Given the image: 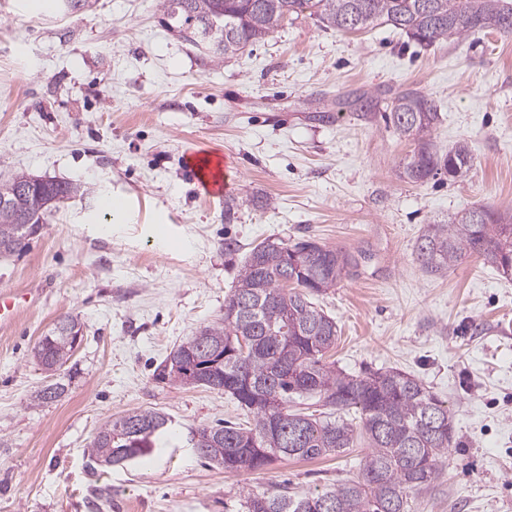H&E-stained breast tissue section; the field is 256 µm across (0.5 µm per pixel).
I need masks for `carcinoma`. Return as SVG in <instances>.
<instances>
[{"instance_id": "1", "label": "carcinoma", "mask_w": 512, "mask_h": 512, "mask_svg": "<svg viewBox=\"0 0 512 512\" xmlns=\"http://www.w3.org/2000/svg\"><path fill=\"white\" fill-rule=\"evenodd\" d=\"M189 41L213 46L230 58L263 41L292 16L308 12L326 30L361 31L390 25L430 46L460 38L474 29H500L512 15V0H161ZM391 122L415 148L403 167L409 183L439 175L463 176L471 155L458 144L438 151L431 132L440 120L436 103L416 88L389 95ZM32 176L0 182V256L22 251L42 229L46 213L80 192L66 181L45 180L30 190ZM477 255L504 276L512 270V210L479 206L426 225L415 257L430 275H441ZM355 258L308 236L291 244L265 240L255 245L224 302V318L200 328L156 367L157 380L203 386L234 397L253 419L203 427L191 442L200 457L234 474L264 469L279 458L313 460L353 447V421L320 419L290 409L296 400L316 398L329 411L359 414L370 451L358 481L338 484L304 497L243 495L244 512H409V491L435 481L454 437L446 402L415 376L398 369L351 375L327 361L336 346V321L315 302L349 273ZM78 322L66 318L34 347L46 371L71 358ZM61 383L39 390L34 402L54 401ZM172 421L150 409L107 420L88 449V467L118 466L166 437Z\"/></svg>"}]
</instances>
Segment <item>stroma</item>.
<instances>
[{"label": "stroma", "instance_id": "obj_1", "mask_svg": "<svg viewBox=\"0 0 512 512\" xmlns=\"http://www.w3.org/2000/svg\"><path fill=\"white\" fill-rule=\"evenodd\" d=\"M410 86L438 106L435 147L468 145L464 178L400 180L412 140L383 110L352 104ZM197 149L225 160L222 196L187 173ZM19 172L85 193L48 213L22 253L0 257V289L44 288L0 329V512H242L243 490L303 496L358 479L363 437L257 472L209 466L192 431L245 411L224 392L154 377L223 316L252 247L303 236L356 259L318 298L337 324V367L401 369L452 410L448 459L431 487L410 492L411 512H512V279L474 256L432 276L414 254L427 224L512 208V34L475 30L423 49L385 24L347 33L303 14L217 59L159 0H90L69 14L0 0V180ZM106 193L122 201L121 223L103 211ZM68 316L82 340L53 377L32 351ZM55 380L64 394L34 404ZM135 409L165 414L171 434L90 471L97 429Z\"/></svg>", "mask_w": 512, "mask_h": 512}]
</instances>
